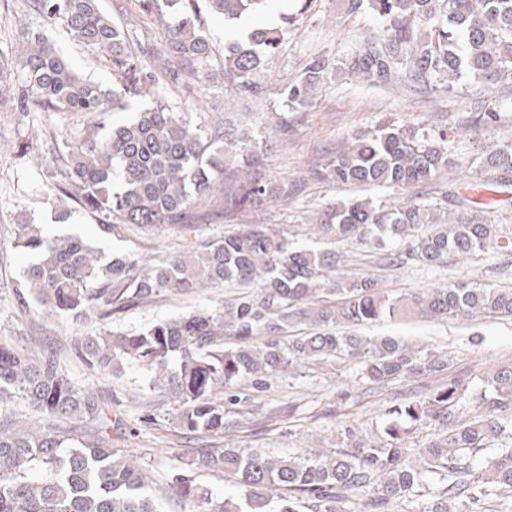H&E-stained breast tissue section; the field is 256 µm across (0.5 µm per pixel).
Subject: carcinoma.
Segmentation results:
<instances>
[{
	"mask_svg": "<svg viewBox=\"0 0 512 512\" xmlns=\"http://www.w3.org/2000/svg\"><path fill=\"white\" fill-rule=\"evenodd\" d=\"M46 25L56 23L95 57L112 65V89L81 77L41 28L26 27L18 52L21 79L0 62V104L15 111L57 112L83 119L72 144L55 128L45 134L51 156L45 184L58 200L54 219L86 211L99 230L122 238L137 229L176 225L197 230L196 199L216 197L224 209L259 208L286 201L296 189L250 170L228 171L225 153L252 140L229 139L224 124L211 139L168 104L187 68L205 69L211 43L193 0H138L165 24L160 72H146L131 51L133 35L104 14L98 0H25ZM226 21L263 13L270 0H207ZM351 14L366 11L383 26L342 60L362 84L403 86L428 93L453 91L461 78L475 90L512 76V0H347ZM290 21L257 26L224 42V79L242 96L262 93L268 60L288 39ZM328 68L315 56L282 88L288 104L307 107ZM134 113L105 131L107 114ZM483 165L512 179V140L487 147ZM457 166L448 131L382 126L356 135L345 149L312 165V174L337 185H373L402 192L442 188ZM461 212L435 197L397 204L351 199L328 203L311 223L321 246L300 245L270 224H247L222 239L201 241L186 253L154 262L128 253L109 256L81 237L47 234L42 224H17L14 243L30 254L15 286L18 302L32 298L46 314L98 328L67 345L0 341V399L13 393L38 413L0 422V512H391L420 489H436L425 512H477L475 506L512 491V446L494 440L512 431V366L486 378L470 402L462 381L445 374L448 359L429 348L413 350L395 336L343 330L402 314L468 320L476 314L512 317V289L450 281L413 295H391L370 275L336 274V241L354 239L389 266H436L448 254L470 255L490 246L512 251L497 225L468 213L475 199L459 198ZM234 286L216 308L114 330L112 320L167 294ZM309 321L300 336L290 329ZM113 378L137 367L147 401L139 422L155 421L152 395L162 392L169 416L187 439L216 440L251 411L246 390L259 391L277 374L307 363L340 370L352 362L359 379L380 383L432 375L436 385L418 400L394 405L370 440L353 429L339 433L331 453L267 456L232 443L182 455L167 475L171 497L153 493L149 469L112 448V433L132 432L126 411L80 387L68 364ZM434 422L443 433L417 448L405 445L410 428ZM207 469L234 476L236 489L219 494L198 480Z\"/></svg>",
	"mask_w": 512,
	"mask_h": 512,
	"instance_id": "1",
	"label": "carcinoma"
}]
</instances>
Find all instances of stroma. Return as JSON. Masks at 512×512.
I'll return each mask as SVG.
<instances>
[{
    "label": "stroma",
    "mask_w": 512,
    "mask_h": 512,
    "mask_svg": "<svg viewBox=\"0 0 512 512\" xmlns=\"http://www.w3.org/2000/svg\"><path fill=\"white\" fill-rule=\"evenodd\" d=\"M103 13L129 29L149 27L147 39L132 46L146 68L157 66L164 31L161 24H148L138 0H99ZM196 8L203 28L208 32L214 54L209 61L212 76L202 81L187 73L182 77L178 95L170 97L174 111L184 113L198 125L203 137L211 135V120L234 107L235 91L224 81V21L207 8L206 0H197ZM293 15L296 24L290 31L281 54L271 61L264 93L251 102V113L243 123L249 135L263 144L257 168L269 178L296 183L298 193L288 204L266 206L259 210L224 211L221 202L201 199L195 210L197 239L220 238L241 230L246 224L293 226L300 238L310 236V218L315 209L346 196L345 187L317 180L310 175L313 161L322 158L327 148L349 144L355 134L375 126L392 123L414 125L434 133L448 128L461 129L454 142L461 165L451 179L491 184L497 193L495 207L483 210L486 223L499 227L503 236H512V182L504 184L481 167L487 146L512 133V109L501 112L492 124L478 122L476 98L471 89L457 86L454 92L436 90L415 94L393 92L359 84L342 69L340 62L367 34L376 32L379 21L374 14H348L346 0H271L263 18L276 25L281 13ZM41 24L39 16L21 12L16 0H0V60L14 61L22 27ZM46 33L61 54L84 76L111 88L114 76L109 64L92 58L60 25L46 27ZM321 55L333 67L317 88L309 108L288 107L280 93L282 84L297 76L309 57ZM288 122L280 131L279 119ZM54 124L63 127L72 138L83 132L81 119L62 114L35 112L22 117L8 108H0V338L27 344L31 340L64 343L75 335L76 326L66 319H44L39 306L29 303L18 307L13 287L29 262L26 254L13 244V227L32 220L42 224L48 234L78 231L82 236H98L106 254L115 255L133 249L151 258L161 259L185 252L186 243L178 227L161 226L133 239L99 237L93 219L77 212L68 224L53 222L54 201L44 184V169L50 159L41 144L40 130ZM338 251L346 260L337 272L372 275L380 288L396 293L420 292L432 283L454 279H475L499 287H512V253L488 250L467 258L450 255L438 267L409 266L396 271L362 263L361 249L342 242ZM230 293L229 288H211L191 295H168L157 302L131 309L113 320L112 325L131 330L149 322L184 314L199 307H215ZM363 336H399L411 343L434 345L449 359L448 373L464 379L469 391L479 389L486 377L502 365H512V319L479 316L470 321H445L420 318L382 319L360 327ZM69 370L82 386L118 392L129 415L137 410L131 395L141 372L130 369L123 379L100 376L73 363ZM430 377H414L389 383L357 380L353 368L334 372L309 369L287 373L272 379L267 390L256 399L257 411L231 440L243 448H259L275 455L329 451L334 448L339 430L351 426L363 435L375 433L389 407L420 398L433 386ZM113 447L140 457L142 463L158 475H166L169 464L188 445L170 422L161 426L138 428L135 435L113 438Z\"/></svg>",
    "instance_id": "35a3bbf8"
}]
</instances>
